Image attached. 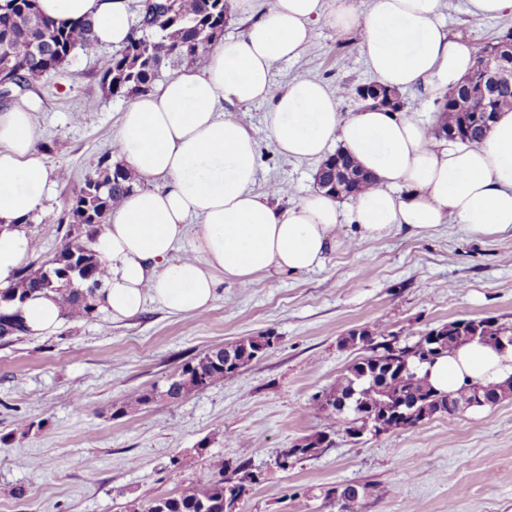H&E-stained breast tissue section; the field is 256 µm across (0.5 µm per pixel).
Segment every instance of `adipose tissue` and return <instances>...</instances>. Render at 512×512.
I'll use <instances>...</instances> for the list:
<instances>
[{"mask_svg": "<svg viewBox=\"0 0 512 512\" xmlns=\"http://www.w3.org/2000/svg\"><path fill=\"white\" fill-rule=\"evenodd\" d=\"M231 16L250 18L239 37L211 46L206 62L134 97L115 137L116 156L162 188L137 189L113 209L94 247L108 275L100 309L132 316L146 302L189 315L210 308L219 280L246 284L258 276H291L321 267L343 242L345 225L361 238L392 231L420 234L455 222L472 235L512 233V111L497 113L481 143L436 138L417 113L363 106L342 117L339 98L314 79L277 86L273 70L308 44L313 23L360 30L368 69L403 91H451L468 75L476 46L441 23L456 0H373L357 13L350 0H228ZM60 23L87 18L97 44L123 46L133 26L128 0H39ZM242 105L272 100L269 130L277 152L324 159L338 146L372 173L375 184L351 207L324 192L289 208L254 192L256 142L238 121L219 115L224 99ZM31 104L0 110V286L13 283L35 250L21 222L43 209L52 175L38 148ZM193 253L177 256L184 238ZM26 335L52 333L65 320L42 292L21 307ZM438 391L465 381L512 379V346L495 351L466 343L427 367Z\"/></svg>", "mask_w": 512, "mask_h": 512, "instance_id": "ef3b65f1", "label": "adipose tissue"}]
</instances>
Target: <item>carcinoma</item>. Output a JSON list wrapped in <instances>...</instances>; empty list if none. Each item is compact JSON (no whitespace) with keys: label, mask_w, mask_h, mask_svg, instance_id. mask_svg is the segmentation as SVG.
Masks as SVG:
<instances>
[{"label":"carcinoma","mask_w":512,"mask_h":512,"mask_svg":"<svg viewBox=\"0 0 512 512\" xmlns=\"http://www.w3.org/2000/svg\"><path fill=\"white\" fill-rule=\"evenodd\" d=\"M228 17V0H154L140 11L125 43L107 59L99 74V88L105 96L130 98L149 90L164 77L165 69L178 66H198L204 63L209 47L224 36ZM97 50L92 37V22L88 19L59 24L45 16L38 0H0V57L8 55L12 69L7 74L6 87L16 98L33 89L43 76L62 74L75 55L93 54ZM512 110V87L500 90L491 101L464 95L458 87L448 94L438 111L446 113L441 127L467 129L469 140H480L486 132L478 126V116L486 111ZM135 176L118 162L104 155L99 158L94 176L83 186L51 221L57 224H101L113 208L134 189ZM94 237L72 235L36 269L25 268L15 281L0 294L11 298L25 297L32 292L29 278L53 273L52 263L95 252ZM95 278L90 288H74L56 284L49 291L75 321L89 319L97 313L96 291L107 276L105 262L97 260L91 267ZM450 330L433 329L420 334L412 343L388 341L385 334L349 336V342L367 346L370 355L361 358L336 380L322 396L310 403L313 411L327 413L328 430L313 440L304 439L282 453L285 459L312 457L320 452L326 437L342 427L356 438L364 430L376 435L411 428L434 415L448 417L453 422L460 410L479 396L484 405L496 404L512 392V382L500 385L466 384L454 392L434 390L422 375L419 361L437 359L453 347L485 336L490 339H512V326L494 318L457 319L448 323ZM257 345L248 340L234 346V359L239 367L253 360ZM235 375L233 366L214 360L209 355L185 362L174 379L161 386L153 385L128 395L114 405L116 415L141 409L155 401H166L170 389L177 388L183 397L203 391L218 381ZM216 476L206 484L183 482L175 494L136 500L127 505L128 512H237L245 492L244 482H259L252 466L246 461L230 465L220 461L214 465Z\"/></svg>","instance_id":"1"}]
</instances>
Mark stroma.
<instances>
[{
    "mask_svg": "<svg viewBox=\"0 0 512 512\" xmlns=\"http://www.w3.org/2000/svg\"><path fill=\"white\" fill-rule=\"evenodd\" d=\"M443 23L470 41L512 30V15L476 19L459 10ZM358 32L317 22L307 49L280 64L279 86L315 78L343 88L342 116L361 103L358 86L372 74ZM112 48L76 55L65 74L42 77L26 92L51 170L67 169L44 209L26 224L36 267L62 245L67 225L51 223L95 172L128 101L102 96L97 78ZM272 104L224 111L247 126L258 145L255 189L277 184L281 206L315 191L317 163L278 154L268 128ZM347 245L317 270L239 285L220 282L201 316L146 304L133 316L105 311L63 322L48 336L0 342V512H125L128 501L173 493L181 482L207 483L215 462L247 461L261 473L238 512H339L327 491L356 486L353 512H512V395L470 408L455 420L435 416L416 427L353 439L334 435L321 454L280 470V451L326 429L311 398L364 357L344 339L354 330L392 334L400 342L459 318L512 324V236L480 238L442 224L410 235L394 231ZM271 337L265 355L234 377L177 404L114 415L128 394L164 383L207 349L249 337ZM81 406H74V397ZM30 428L19 427V418ZM182 468H173V460ZM24 498H16V489Z\"/></svg>",
    "mask_w": 512,
    "mask_h": 512,
    "instance_id": "1",
    "label": "stroma"
}]
</instances>
